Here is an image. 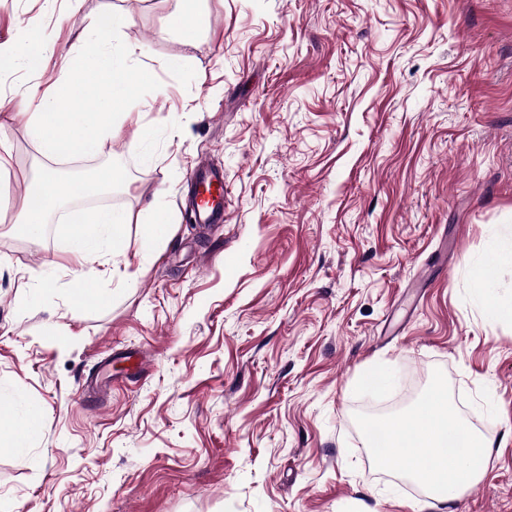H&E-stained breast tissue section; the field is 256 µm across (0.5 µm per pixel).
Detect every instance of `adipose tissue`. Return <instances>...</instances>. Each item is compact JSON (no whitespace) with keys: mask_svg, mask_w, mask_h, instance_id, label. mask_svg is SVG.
<instances>
[{"mask_svg":"<svg viewBox=\"0 0 512 512\" xmlns=\"http://www.w3.org/2000/svg\"><path fill=\"white\" fill-rule=\"evenodd\" d=\"M50 44L41 24L29 20L24 40L0 44V73L17 72L37 66ZM117 182L114 170L97 172L88 184L56 177L47 178L27 192L15 223L25 232L35 233L47 214L77 194L100 192ZM132 218L124 211L109 208L87 210L67 233L69 251L78 260L89 261L109 247L127 245L126 227ZM408 425H386L388 449L378 455L380 466L404 473L425 491L420 512H436L473 489L485 475L492 441L474 429L452 408L444 388H435L430 398L412 406Z\"/></svg>","mask_w":512,"mask_h":512,"instance_id":"obj_1","label":"adipose tissue"}]
</instances>
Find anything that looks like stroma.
<instances>
[{
	"instance_id": "1",
	"label": "stroma",
	"mask_w": 512,
	"mask_h": 512,
	"mask_svg": "<svg viewBox=\"0 0 512 512\" xmlns=\"http://www.w3.org/2000/svg\"><path fill=\"white\" fill-rule=\"evenodd\" d=\"M0 0V42L29 19L56 46L0 75L12 152L0 180V404L36 410L27 447L0 450V512H417L361 425L400 418L434 382L493 439L453 512H512V0ZM115 8L161 83L95 158L43 156L20 109ZM224 173L221 225L190 224L187 176ZM117 169L112 192L14 219L45 169ZM167 215L106 273L66 230L91 208ZM92 288L105 304L81 308ZM117 351L106 399L84 378ZM384 390L360 386L372 368ZM194 0H177L176 9L170 15L172 24L187 40H191L195 31L204 23L202 15L193 7ZM160 218H164L165 223L159 222ZM140 247L143 250H151L159 241H161L167 226V219L161 213H154L152 218L147 222H141Z\"/></svg>"
}]
</instances>
